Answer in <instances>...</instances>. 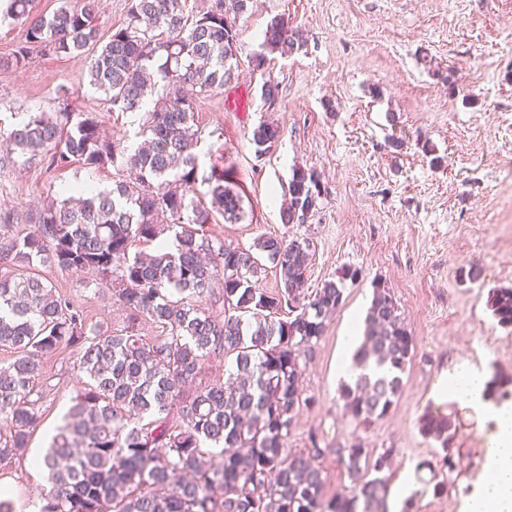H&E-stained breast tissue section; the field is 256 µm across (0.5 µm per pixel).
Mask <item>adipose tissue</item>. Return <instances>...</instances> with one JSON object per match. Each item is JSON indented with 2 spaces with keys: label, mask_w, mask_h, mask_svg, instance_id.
<instances>
[{
  "label": "adipose tissue",
  "mask_w": 512,
  "mask_h": 512,
  "mask_svg": "<svg viewBox=\"0 0 512 512\" xmlns=\"http://www.w3.org/2000/svg\"><path fill=\"white\" fill-rule=\"evenodd\" d=\"M489 376L463 363L446 372L441 388L471 406L490 411L495 433L484 454L485 477L468 498L466 512H512V404L494 406L485 398Z\"/></svg>",
  "instance_id": "adipose-tissue-1"
}]
</instances>
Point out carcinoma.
<instances>
[{
    "label": "carcinoma",
    "mask_w": 512,
    "mask_h": 512,
    "mask_svg": "<svg viewBox=\"0 0 512 512\" xmlns=\"http://www.w3.org/2000/svg\"><path fill=\"white\" fill-rule=\"evenodd\" d=\"M248 2L210 0L192 15L187 0H131L124 24L105 40L95 23L96 0L50 15L34 12L33 0H6L0 8L1 23L29 20L25 44L1 66H26L36 48L69 56L91 46L89 83L111 110L137 112L157 95L140 130L144 145L134 151L109 141L93 112L75 123L68 112H34L0 134L13 152L50 167L119 161L124 173L110 190L70 187L69 196L38 210L35 232L0 245V347L17 353L0 367V460L25 457L43 424L31 399L44 377L42 358L65 344L87 377L43 457L52 490L40 512H387L393 449L375 456L359 440L336 449L350 486L330 498L318 465L324 449H288L300 408L311 404L299 386L306 354L342 306L344 282L358 279L360 270L345 268L310 293L308 239L261 236L244 248L205 231L212 212L229 223L245 217L241 192L224 183L222 171L205 179L210 206L196 196L194 104L231 80L237 34L228 18ZM303 46L288 20L274 19L254 68ZM279 138L278 126L260 123L255 152ZM320 198L318 175L298 169L282 222L305 223ZM155 241L154 252L139 249ZM38 259L110 285L112 299L129 312L126 325L91 329L41 278L12 272ZM268 263L280 276L275 294L256 288ZM488 304L497 323L512 328V287L490 289ZM143 320L164 336L146 342L138 333ZM364 338L355 361L386 371L342 385L345 413L359 424L395 406L415 348L381 284ZM212 360L231 361L228 377L204 385V363ZM509 398L512 379L493 374L487 400ZM419 429L444 448L454 438L449 416L426 415Z\"/></svg>",
    "instance_id": "cac0c4a2"
}]
</instances>
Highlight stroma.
Here are the masks:
<instances>
[{"label":"stroma","mask_w":512,"mask_h":512,"mask_svg":"<svg viewBox=\"0 0 512 512\" xmlns=\"http://www.w3.org/2000/svg\"><path fill=\"white\" fill-rule=\"evenodd\" d=\"M276 17L288 18L306 45L256 70L252 56ZM232 22L233 77L195 102L198 175L223 169L246 216L231 224L212 214L209 235L240 247L263 235L310 239L312 290L344 268L361 272L345 281L344 303L307 359L301 386L315 403L301 409L288 446L318 440L329 497L349 484L337 448L358 438L377 454L393 449L389 512H401L412 495L418 512H463L495 424L481 409L441 398L438 382L463 362L512 376V329L487 305L490 288L512 284V0H251ZM89 58L37 51L24 68L0 67V128L32 112H96L110 140L135 147L143 113L107 109L89 84ZM268 79L279 85L273 103L261 97ZM263 121L281 137L261 157L252 131ZM299 168L317 172L322 194L305 223L286 224L287 187ZM119 178L112 165L59 170L0 149V212L15 214L12 232L23 236L34 231L35 212L68 186L108 189ZM473 265L481 270L475 281L467 276ZM36 270L88 326H125L126 311L91 275L50 263ZM378 283L393 294L415 350L391 412L362 427L343 411L336 366L343 336L352 320L365 319ZM44 367V423L27 457L0 462V482L9 483L19 512L48 494V472L32 458L44 453L85 380L69 347ZM429 412L452 415L449 448L421 434ZM446 455L455 471L436 496L423 481Z\"/></svg>","instance_id":"1"}]
</instances>
